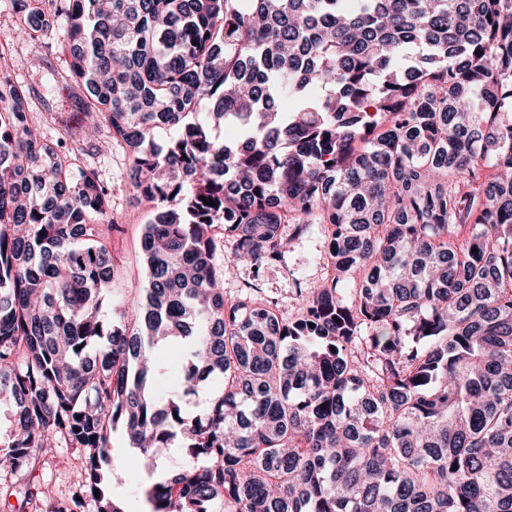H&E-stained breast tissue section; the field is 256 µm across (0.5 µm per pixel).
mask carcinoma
I'll use <instances>...</instances> for the list:
<instances>
[{
	"mask_svg": "<svg viewBox=\"0 0 512 512\" xmlns=\"http://www.w3.org/2000/svg\"><path fill=\"white\" fill-rule=\"evenodd\" d=\"M11 7L63 37L58 82L154 213L147 287L110 317V193L0 70V473L57 438L86 454L78 496L125 512L120 426L149 468L189 457L153 512H512V0ZM314 224L331 272L295 317L224 298V238L258 271Z\"/></svg>",
	"mask_w": 512,
	"mask_h": 512,
	"instance_id": "cac0c4a2",
	"label": "carcinoma"
}]
</instances>
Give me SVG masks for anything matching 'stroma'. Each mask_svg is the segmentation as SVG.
I'll return each instance as SVG.
<instances>
[{
  "label": "stroma",
  "instance_id": "stroma-1",
  "mask_svg": "<svg viewBox=\"0 0 512 512\" xmlns=\"http://www.w3.org/2000/svg\"><path fill=\"white\" fill-rule=\"evenodd\" d=\"M7 52L0 59V69L30 89V117L39 125L43 136L66 148L81 147L88 164L95 169L100 181L112 194L110 221L120 224L122 231L112 239V255L118 272L112 283L111 296L105 297L103 309L116 310L119 297L137 294L146 286V275L141 266L140 237L143 225L153 208L141 201L128 179L131 159L120 145L99 148L97 141L79 135L78 98L74 91L63 88L54 80L58 71L67 68L69 57L62 37L44 41L18 38L13 12L0 0V46ZM326 237L323 225H313L308 236L292 241L281 264L253 272L249 265L233 261L232 240H225L220 256L224 266V296L233 299L246 284L258 282L264 298L277 301L284 318L295 316L301 299L296 285L314 289L321 285L327 272L324 264ZM112 457V486L125 512H152L147 490L151 480H162L180 470L188 462L178 449L171 450L158 462L155 471H147L139 451L129 448L123 430L110 435ZM84 455L57 441L48 442L30 473L2 474L0 483L13 488V496L0 498V512H52L55 500L70 498L76 491V480L83 468ZM46 487L49 497H39L23 503L21 492L27 486Z\"/></svg>",
  "mask_w": 512,
  "mask_h": 512
}]
</instances>
